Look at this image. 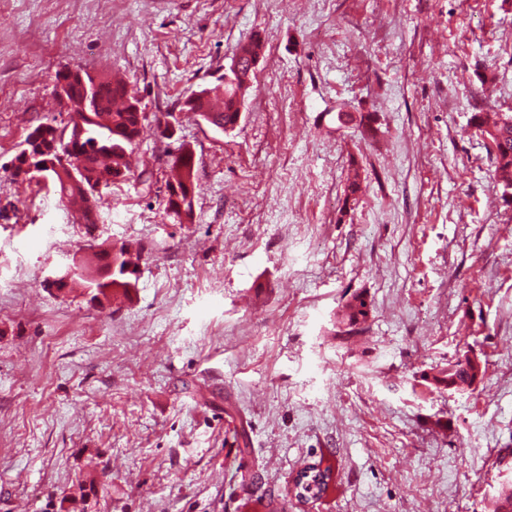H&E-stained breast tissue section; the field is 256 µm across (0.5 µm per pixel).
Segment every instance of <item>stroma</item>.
<instances>
[{
	"mask_svg": "<svg viewBox=\"0 0 512 512\" xmlns=\"http://www.w3.org/2000/svg\"><path fill=\"white\" fill-rule=\"evenodd\" d=\"M256 33L236 129L161 138ZM63 65L129 81L149 115L92 224L12 175L35 126L71 118ZM491 110L512 113V0H0V512H80L90 484L94 512H490L512 483V197L473 128ZM182 143L185 222L164 200ZM104 242L145 248L130 298L47 286ZM358 292L373 311L346 336ZM467 353L484 379L436 389ZM308 464L334 479L303 504ZM171 168L174 173L166 182V208L178 218L177 213L173 210L175 198L185 202L190 196L187 209L193 214V203L198 193V183L196 162L192 150L180 149L172 160ZM372 313V305L361 294L353 295L338 314V322L345 327L342 331L347 336H356L365 331L364 324Z\"/></svg>",
	"mask_w": 512,
	"mask_h": 512,
	"instance_id": "obj_1",
	"label": "stroma"
}]
</instances>
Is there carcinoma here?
Here are the masks:
<instances>
[{
	"instance_id": "obj_1",
	"label": "carcinoma",
	"mask_w": 512,
	"mask_h": 512,
	"mask_svg": "<svg viewBox=\"0 0 512 512\" xmlns=\"http://www.w3.org/2000/svg\"><path fill=\"white\" fill-rule=\"evenodd\" d=\"M235 55L242 60L241 77L237 87L250 88L255 74L249 72L248 61L253 56L264 55V39L255 34L240 44ZM68 80V100L72 103L90 98L93 111L84 120V134L80 138L66 135V127L42 123L34 128L51 130L58 133L62 156L56 158L60 170H51L47 176L55 185L62 203L78 207L81 219L86 224L96 223L95 204L92 200L100 197V191L90 184L84 173L100 181L105 176L122 168L125 174L132 175L129 158L137 146L142 121L145 114L129 111V103L137 99L135 92L122 81H114L110 76L93 75L87 71L72 70L65 67L55 74V80ZM185 107L192 117H203L208 123L224 131L234 129L240 121L238 101L234 87L224 88L216 84L192 92L185 98ZM479 134L491 141V160L494 166V178L501 187L512 188V114L500 113L492 122L482 116L476 117ZM173 175L166 182V208L173 210L175 200L187 201L195 198L198 190L197 171L194 154L190 149H180L171 165ZM187 209L193 210V202L187 201ZM112 257V282L109 298L130 297L132 280L129 274L135 271L140 253L132 252L122 245L117 249L100 245L92 252V257H84L80 262V272L73 275L70 286L89 288L99 285L97 277L92 275V267L105 257ZM372 313V305L360 294L354 295L342 307L338 322L345 327L343 333L356 336L365 331L364 324ZM486 373L485 362H471L467 355L448 364V368L433 378V384L440 390L470 389L480 382ZM330 468L307 465L299 475L310 474L321 478L315 497H321L328 489Z\"/></svg>"
}]
</instances>
